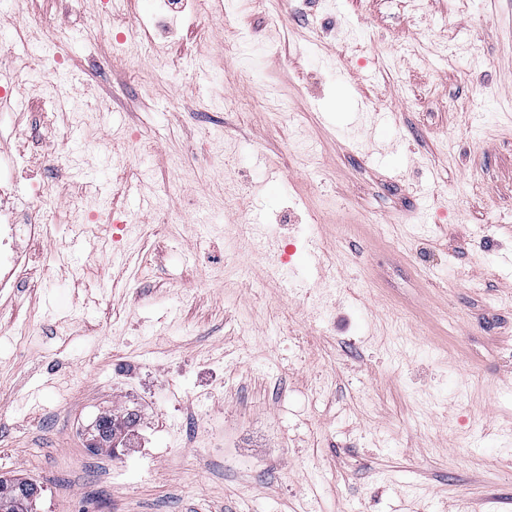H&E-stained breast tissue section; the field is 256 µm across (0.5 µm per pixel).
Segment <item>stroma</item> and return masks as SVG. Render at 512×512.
<instances>
[{
    "instance_id": "35a3bbf8",
    "label": "stroma",
    "mask_w": 512,
    "mask_h": 512,
    "mask_svg": "<svg viewBox=\"0 0 512 512\" xmlns=\"http://www.w3.org/2000/svg\"><path fill=\"white\" fill-rule=\"evenodd\" d=\"M155 3L0 0L44 226L0 288V476L34 512H512V0ZM138 422V414L135 411L125 409L120 412L108 413L101 426L103 435L100 438L98 449L92 450L89 448V450L92 453L107 450L114 455H116L117 452H122L125 447L123 445L124 437L134 430ZM115 437H120L122 440L117 448L112 446V439Z\"/></svg>"
}]
</instances>
